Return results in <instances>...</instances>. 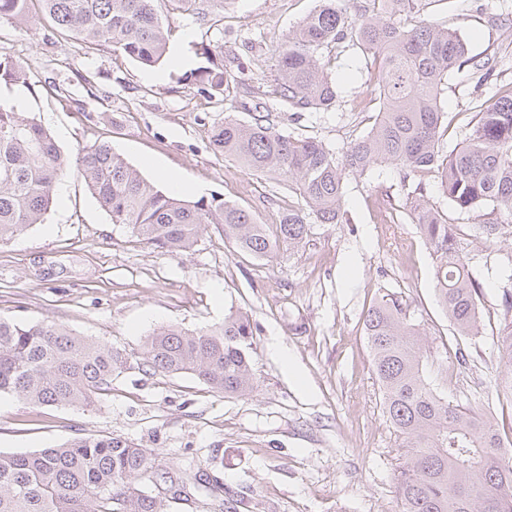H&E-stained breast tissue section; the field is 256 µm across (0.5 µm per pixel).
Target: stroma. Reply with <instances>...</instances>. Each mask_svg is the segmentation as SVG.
I'll return each instance as SVG.
<instances>
[{
  "label": "stroma",
  "instance_id": "stroma-1",
  "mask_svg": "<svg viewBox=\"0 0 512 512\" xmlns=\"http://www.w3.org/2000/svg\"><path fill=\"white\" fill-rule=\"evenodd\" d=\"M428 0V17L455 28L471 55L495 57L498 80L512 82V0ZM319 0H224L217 25L173 10L168 52L154 66L88 48L56 33L32 7L27 23L0 26V49L26 73L0 84V104L36 118L64 156L105 142L150 181L176 173L183 199L221 196L277 223L301 199L286 183L225 159L213 142L225 116L253 122L255 105L278 127L314 137L342 153L366 135L374 108L355 105L370 75L360 49L343 53L332 75L339 101L329 112L296 113L272 85L281 42ZM232 77L220 94L202 92L193 72L198 50ZM470 69L449 81L443 144L468 137L490 90L475 92ZM427 197L455 224L460 248L482 285V335H457L433 290L429 246L413 224L402 176L391 165L348 176L349 221L318 224L306 244L266 263L237 253L209 228L188 252H166L112 224L76 168L56 183L45 223L0 246V318L53 320L74 333L112 345L127 363L111 392L82 409L31 406L0 396V452L28 454L97 434L121 436L155 454L159 469L206 470L220 491L187 484L172 512H399L396 475L402 440L390 424L372 372L363 320L370 305L392 294L411 304L429 333L431 351L447 359L439 376L450 396L470 402L512 435V406L495 392L496 333L502 286L512 271V223L495 238L480 237L471 216L453 210L435 174ZM253 323L255 391L245 397L210 391L190 374L143 367L146 336L176 325L202 331L223 324L229 310ZM464 361H457L456 352Z\"/></svg>",
  "mask_w": 512,
  "mask_h": 512
}]
</instances>
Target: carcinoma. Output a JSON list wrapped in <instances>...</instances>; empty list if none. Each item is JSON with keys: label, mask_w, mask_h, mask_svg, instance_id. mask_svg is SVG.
Wrapping results in <instances>:
<instances>
[{"label": "carcinoma", "mask_w": 512, "mask_h": 512, "mask_svg": "<svg viewBox=\"0 0 512 512\" xmlns=\"http://www.w3.org/2000/svg\"><path fill=\"white\" fill-rule=\"evenodd\" d=\"M29 0H0V24L29 19ZM53 27L91 46L108 45L145 66L168 51L169 21L161 0H39ZM206 24L205 0H175ZM426 0H321L299 23L276 59L273 94L297 112L336 106L327 70L347 43L358 45L372 70L365 100L378 102L371 130L337 155L312 137L280 132L270 117L244 123L232 116L215 133L224 157L274 175L300 196L279 223L262 224L247 210L213 195L196 201L165 192L108 144L78 151L75 166L114 224L166 251H189L214 224L237 249L268 262L303 244L312 225L345 216L344 179L387 164L412 183L410 214L432 250L437 300L458 335L481 336L482 287L458 246L457 228L426 199L424 176L438 174L442 195L456 210L493 220L478 225L486 238L512 223V83L497 85L494 102L476 114L461 146H441L442 95L454 71L469 66L477 86L490 80L495 59L468 54L452 28L426 17ZM23 71L0 51V82ZM195 80L223 92L228 74L203 67ZM69 166L40 122L0 104V244L46 220L56 182ZM364 335L389 422L403 439L397 483L400 512H512V444L493 418L448 397L433 375L426 333L408 301L386 294L368 309ZM247 314L231 311L224 324L202 332L161 327L145 341L144 366L162 374L189 373L212 391L238 397L255 390ZM498 400L512 405V290L503 289L497 332ZM125 363L112 346L54 322L24 325L0 319V395L33 405L87 407L112 390ZM153 489L147 491L144 486ZM183 480L156 466L154 454L119 436L76 438L29 454L0 453V512H171L168 497Z\"/></svg>", "instance_id": "carcinoma-1"}]
</instances>
